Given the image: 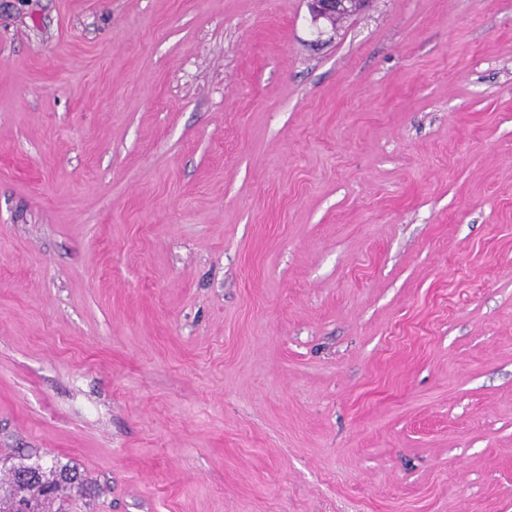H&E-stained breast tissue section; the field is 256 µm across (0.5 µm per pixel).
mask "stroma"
I'll return each instance as SVG.
<instances>
[{
  "mask_svg": "<svg viewBox=\"0 0 512 512\" xmlns=\"http://www.w3.org/2000/svg\"><path fill=\"white\" fill-rule=\"evenodd\" d=\"M71 512H512V0H0V472ZM369 0H307L311 22L316 27L323 21L332 28L337 13L349 16L359 11ZM352 16V15H351ZM0 479V512H63L66 498L81 493L83 474L56 460L51 466L19 463Z\"/></svg>",
  "mask_w": 512,
  "mask_h": 512,
  "instance_id": "stroma-1",
  "label": "stroma"
}]
</instances>
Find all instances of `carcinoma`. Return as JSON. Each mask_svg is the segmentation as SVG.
Returning <instances> with one entry per match:
<instances>
[{
  "label": "carcinoma",
  "mask_w": 512,
  "mask_h": 512,
  "mask_svg": "<svg viewBox=\"0 0 512 512\" xmlns=\"http://www.w3.org/2000/svg\"><path fill=\"white\" fill-rule=\"evenodd\" d=\"M84 485L83 474L68 464L19 463L0 479V512H62L65 499Z\"/></svg>",
  "instance_id": "cac0c4a2"
}]
</instances>
